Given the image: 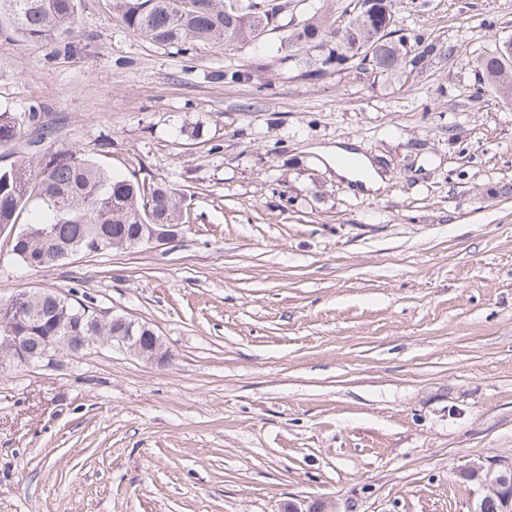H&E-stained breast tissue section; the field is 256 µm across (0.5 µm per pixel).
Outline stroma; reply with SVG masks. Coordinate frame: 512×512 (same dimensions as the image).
<instances>
[{
    "mask_svg": "<svg viewBox=\"0 0 512 512\" xmlns=\"http://www.w3.org/2000/svg\"><path fill=\"white\" fill-rule=\"evenodd\" d=\"M451 55L400 87L289 65L279 26L244 46H160L112 0H76L55 48L0 29V164L75 150L183 192L175 242L22 266L148 323L170 350L107 347L0 376V512H474L471 464L512 463V108L471 59L512 0H400ZM247 72L227 85L224 69ZM349 144L373 195L319 155Z\"/></svg>",
    "mask_w": 512,
    "mask_h": 512,
    "instance_id": "stroma-1",
    "label": "stroma"
}]
</instances>
